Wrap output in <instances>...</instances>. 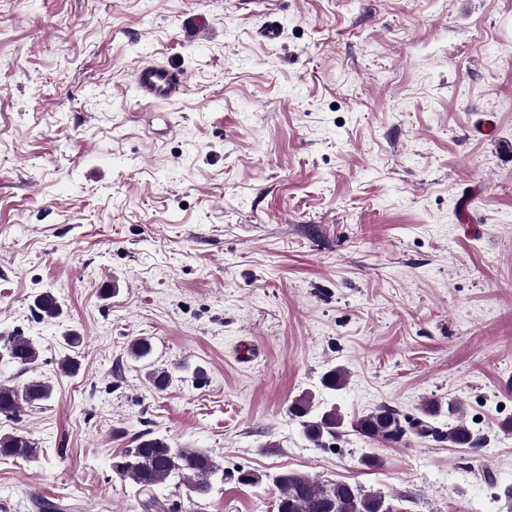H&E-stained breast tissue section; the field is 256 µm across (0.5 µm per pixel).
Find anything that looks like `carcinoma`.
<instances>
[{"label": "carcinoma", "mask_w": 512, "mask_h": 512, "mask_svg": "<svg viewBox=\"0 0 512 512\" xmlns=\"http://www.w3.org/2000/svg\"><path fill=\"white\" fill-rule=\"evenodd\" d=\"M34 307L40 319H53L61 314V305L53 294L45 292L36 296ZM152 353V344L140 338L130 345L129 355L140 361ZM38 359L33 339L20 333L0 334V362L18 365L26 370ZM53 386L41 377L30 378L20 384L0 382V415L17 420L28 409L38 408L52 396ZM433 401L424 405L423 417L407 424L398 412L380 405L360 417L354 424L355 431L369 439L399 444L408 436L420 439H446L454 445L472 449L482 447V439L461 420L462 405L448 402V417L454 424L443 431L430 422L438 413ZM292 419L298 421L304 438L316 447L325 445V439L336 438L343 424V417L336 408L318 410L312 393L306 392L289 407ZM133 446L112 457V472L122 481H130L136 493L149 495L147 504L155 512H165L164 505L152 495L154 489L167 482L174 488L198 496L208 495L214 485L224 481V467L209 452L201 448L180 445L167 436L150 431L132 439ZM39 448L26 435L14 432L0 435V457L30 460L37 457ZM237 483L255 486L263 482L272 484L279 492L277 512H398L393 501L346 482L326 483L297 471L259 474L251 470H237Z\"/></svg>", "instance_id": "cac0c4a2"}]
</instances>
